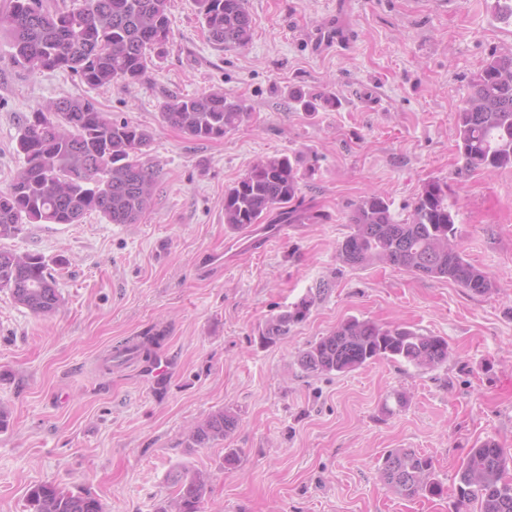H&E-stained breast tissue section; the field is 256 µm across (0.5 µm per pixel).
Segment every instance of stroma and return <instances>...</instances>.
<instances>
[{
	"label": "stroma",
	"instance_id": "1",
	"mask_svg": "<svg viewBox=\"0 0 512 512\" xmlns=\"http://www.w3.org/2000/svg\"><path fill=\"white\" fill-rule=\"evenodd\" d=\"M493 4L247 0L251 43L221 48L194 0H168L166 56L139 83L94 91L68 72L14 67L0 36V189L21 165L20 117L65 96L91 95L109 118L148 127L157 172L138 223L93 214L0 241L42 254L63 298L38 317L0 291V405L10 412L0 512H27L41 483L91 494L104 512H158L184 468L207 479L202 512H477L457 502L460 464L486 439L512 450V169H464L455 115L485 61L512 54V23ZM218 89L246 112L224 138L198 141L161 122L168 97ZM295 89L336 105L306 112ZM292 153L306 170V219L225 224V190L259 160ZM433 178L450 186L459 245L495 281L490 294L337 258L359 200L379 191L401 221ZM256 238L264 250H252ZM305 298L307 318L263 343L266 323ZM352 317L444 337L448 360L304 371L299 352ZM156 335L167 383H152L139 359L98 371L114 347ZM223 407L237 413L236 431L190 447L193 426ZM229 448L241 457L234 469ZM394 448L431 456L443 495L384 487Z\"/></svg>",
	"mask_w": 512,
	"mask_h": 512
}]
</instances>
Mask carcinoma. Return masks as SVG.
Instances as JSON below:
<instances>
[{
    "mask_svg": "<svg viewBox=\"0 0 512 512\" xmlns=\"http://www.w3.org/2000/svg\"><path fill=\"white\" fill-rule=\"evenodd\" d=\"M210 40L244 47L252 39L245 0H194ZM12 62L34 75L63 70L97 88L138 83L153 59L164 56L172 36L168 0H10L0 13ZM242 105L222 91L172 96L161 106V122L201 140L221 139L239 126ZM459 156L468 170L512 169V55H494L476 76L472 91L455 118ZM152 140L145 126L112 120L87 97L45 101L21 119L15 152L22 159L8 187L0 191V239L22 232L26 224H79L96 212L113 224H136L150 207L153 167L143 161ZM301 156L260 160L224 192V223L235 230L259 224L274 209L286 218L299 210ZM448 182L427 181L408 218L394 219L379 193L364 196L352 212V231L338 247V259L351 267L381 263L422 278H446L476 295L492 292V278L469 263L456 244L455 215L448 205ZM0 290L37 316L62 304L57 282L39 253L0 248ZM311 301L269 320L261 339L275 343L288 325L304 320ZM448 342L403 324L349 318L299 354L309 373L331 374L365 367L379 359L433 368L448 360ZM238 415L221 408L195 425L191 447L206 448L231 436ZM504 449L487 439L470 449L459 471L462 502L476 501L479 512H512V483L504 481ZM433 459L414 450L395 449L384 457L381 479L396 494L413 499L438 496L431 478ZM174 512H200L207 481L183 469ZM28 512H104L89 494L65 492L51 483L32 487Z\"/></svg>",
    "mask_w": 512,
    "mask_h": 512,
    "instance_id": "1",
    "label": "carcinoma"
}]
</instances>
